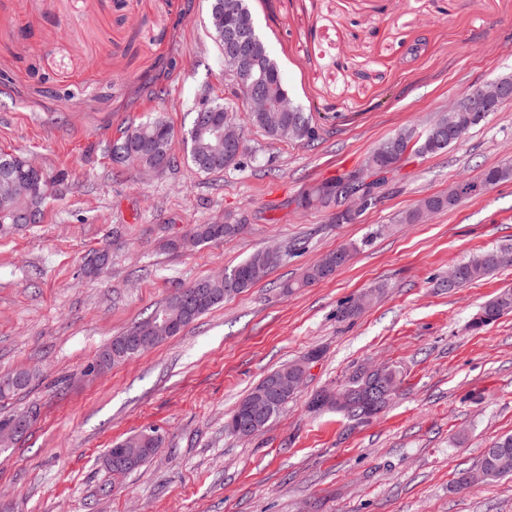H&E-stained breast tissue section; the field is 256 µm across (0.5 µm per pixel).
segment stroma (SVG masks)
<instances>
[{
	"mask_svg": "<svg viewBox=\"0 0 512 512\" xmlns=\"http://www.w3.org/2000/svg\"><path fill=\"white\" fill-rule=\"evenodd\" d=\"M252 4L294 101L318 109L323 131L306 145L244 126L245 170L208 174L181 139L196 103L231 95L207 0H0V150L66 176L41 223L0 237V377L37 374L0 398V417L37 412L0 454V512H512L510 480L452 487L458 469L512 434V314L468 327L512 286V267L443 287L460 261L512 246V180L400 221L421 198L512 162V102L460 144L403 161L353 223L297 205L400 128L424 127L512 74V0ZM150 115L173 127L175 163L147 179L116 168L108 147ZM227 214L246 219L236 237L163 249ZM351 243L359 249L334 277L302 285L308 267ZM272 246L288 256L263 281L150 351L87 374L113 336L179 289ZM102 249L110 265L89 272L87 256ZM379 285L380 297L341 317ZM313 349L322 356L280 417L247 439L225 432L253 386ZM380 363L400 385L377 417L309 411L315 392ZM147 427L160 429L162 448L112 475L106 448Z\"/></svg>",
	"mask_w": 512,
	"mask_h": 512,
	"instance_id": "35a3bbf8",
	"label": "stroma"
}]
</instances>
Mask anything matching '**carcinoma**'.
I'll use <instances>...</instances> for the list:
<instances>
[{"label": "carcinoma", "instance_id": "carcinoma-1", "mask_svg": "<svg viewBox=\"0 0 512 512\" xmlns=\"http://www.w3.org/2000/svg\"><path fill=\"white\" fill-rule=\"evenodd\" d=\"M235 7L238 14L253 29V44L263 65L267 82L271 85L276 95H289L286 83L278 65L272 59L268 46L260 36L255 16L250 8L249 0H209L207 10V28L209 35L221 52V60L224 67L237 71L241 83H250V75L244 70L238 69L237 64L224 55V25L228 20L230 7ZM237 107L233 100L223 103L211 100L207 103V111L193 110L190 127L183 133L182 139L186 147L188 158L192 165L200 172L215 173L224 171V145L219 143L211 133L207 132L209 125H224V109ZM460 125L459 133L454 137H444L441 140L430 138V133L443 126H448V114L439 116L421 134L415 144L416 153L419 155L441 152L459 142L474 126L475 117L467 112L457 115ZM321 126L313 112H305L299 107L284 115L279 129L269 139L276 141H295L308 143L318 137ZM411 129H402L394 135L381 141L369 154L363 163L368 168L377 161H382L386 168L395 170L404 159L403 151L405 142L410 139ZM175 137L174 130L161 118H150L144 122L133 124L112 141L109 153L121 159V166H150L155 162L171 165L172 156L170 149ZM512 178V164L505 163L501 166L490 168L474 179H466L460 183L464 190L463 199H471L482 195L484 192L502 181ZM55 187V181L51 178L43 180L40 193L34 198L21 199L6 189L0 190V234H9L30 224H38L43 217V207L47 199L49 189ZM450 208L448 198L443 196H429L420 201L419 207L407 212L403 216L406 224H414L419 220V210L427 209L433 212ZM242 225L228 218L222 222H208L195 224L190 231L179 239L167 242V247L172 250L194 248L204 244L222 241L240 234ZM357 250V244L351 243L327 254L319 263L310 267L304 275L303 283L311 284L320 282L328 276L339 271L350 259L353 251ZM285 258V253L268 248L257 250L245 260L230 270L222 272L216 277H207L195 281L190 286L181 289L171 296L166 303L156 309L144 321L133 324L120 335L112 338L98 354L102 358V369L107 370L115 365L122 364L158 344L156 336L159 329L171 323L175 325V332H181L184 327L195 321L198 317L212 309L224 299L242 293L255 283L262 280L268 272L279 265ZM512 265V251L507 248L490 249L478 256L459 262L454 266L455 283L453 288H461L468 285L490 272L501 267ZM512 312V290H504L493 299L486 302L475 314L470 322V328L478 331ZM296 363L284 365L272 371L254 387L236 406L230 419H235L243 410L245 404L253 398H261L269 393V390L277 379L290 374ZM376 375V369L363 367L357 369L349 377L347 386L359 388L369 384ZM11 387L0 396L24 390L30 386L33 374L27 370L17 371L12 375ZM272 407L268 414L261 417L260 428H265L276 419L289 400L274 397L270 399ZM388 403V399L380 400L377 407L369 412L347 411L336 406L334 392L322 391L314 395L309 401V408L314 412L334 410L347 417L356 420H366L379 413ZM138 440V448H160L164 444L163 435L156 428H149L133 435ZM129 439L125 438L112 445L106 452V457L112 459V468H122L131 473L138 470L150 456L142 454L134 462H127L118 457L117 451L129 448ZM491 447L498 449L492 454L484 452L480 467L490 473L489 480L496 481L504 477H512V435H505L494 442Z\"/></svg>", "mask_w": 512, "mask_h": 512}]
</instances>
